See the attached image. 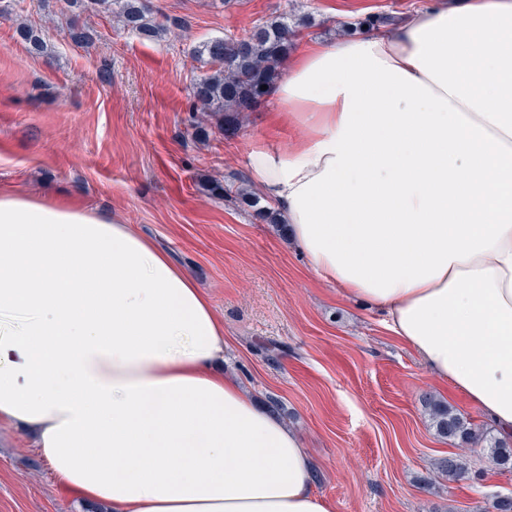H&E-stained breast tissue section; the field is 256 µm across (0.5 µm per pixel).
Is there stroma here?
Instances as JSON below:
<instances>
[{"mask_svg": "<svg viewBox=\"0 0 512 512\" xmlns=\"http://www.w3.org/2000/svg\"><path fill=\"white\" fill-rule=\"evenodd\" d=\"M423 2L145 0L153 16L184 23L153 41L124 29L116 11L79 13L68 0H15L0 16V193L111 215L189 272L224 322L226 370L299 431L315 488L335 512H494V496L512 494V471L495 469L481 449L465 478L435 479V462L456 445L437 432L424 397L492 438L494 425L241 200L252 188L249 151L293 144L303 129L276 123L264 102L232 129L198 138L187 122L199 73L190 50L283 11L313 19L294 39L299 49ZM74 19L94 28L92 45L72 42ZM21 23L38 29L43 52H29ZM213 180L232 193H211ZM30 441L0 426V512H80Z\"/></svg>", "mask_w": 512, "mask_h": 512, "instance_id": "1", "label": "stroma"}]
</instances>
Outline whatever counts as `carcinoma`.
Wrapping results in <instances>:
<instances>
[{
	"mask_svg": "<svg viewBox=\"0 0 512 512\" xmlns=\"http://www.w3.org/2000/svg\"><path fill=\"white\" fill-rule=\"evenodd\" d=\"M104 10L117 3L119 18L127 30L144 40L158 39L181 23L159 21L151 17L141 0H91ZM299 26L297 19L282 12L255 24L241 36H226L204 41L193 47L192 57L212 65L215 71L198 76L192 82V111L211 113L218 130L239 121L240 113L265 96L261 86L275 83L280 68L288 59L293 46V33ZM71 40L79 45H90L95 30L76 23L69 28ZM438 431L457 442L459 451L452 452L436 463L439 476L450 482L460 480L469 471L466 452L480 446L487 436L475 430L467 420L454 414L441 402L425 399ZM490 462L498 468H512V445L496 440L490 446Z\"/></svg>",
	"mask_w": 512,
	"mask_h": 512,
	"instance_id": "1",
	"label": "carcinoma"
}]
</instances>
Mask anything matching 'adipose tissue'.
Instances as JSON below:
<instances>
[{
  "label": "adipose tissue",
  "instance_id": "obj_1",
  "mask_svg": "<svg viewBox=\"0 0 512 512\" xmlns=\"http://www.w3.org/2000/svg\"><path fill=\"white\" fill-rule=\"evenodd\" d=\"M251 150L295 248L512 438V0L314 43ZM210 297L131 225L0 195V421L112 512H334L299 434L220 365Z\"/></svg>",
  "mask_w": 512,
  "mask_h": 512
}]
</instances>
